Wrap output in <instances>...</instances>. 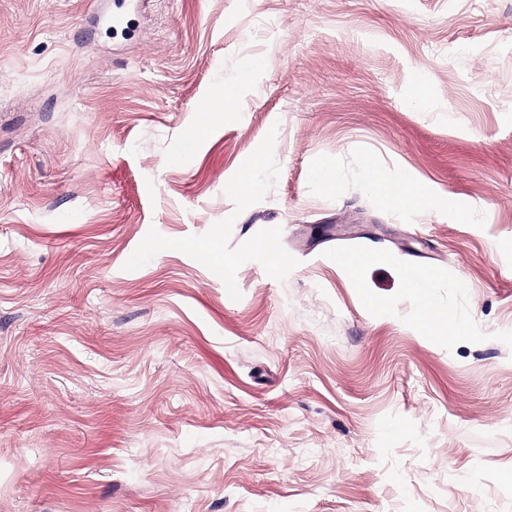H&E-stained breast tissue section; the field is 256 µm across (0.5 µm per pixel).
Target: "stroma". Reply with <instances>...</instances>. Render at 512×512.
Masks as SVG:
<instances>
[{
    "instance_id": "obj_1",
    "label": "stroma",
    "mask_w": 512,
    "mask_h": 512,
    "mask_svg": "<svg viewBox=\"0 0 512 512\" xmlns=\"http://www.w3.org/2000/svg\"><path fill=\"white\" fill-rule=\"evenodd\" d=\"M0 512H512V0H0ZM267 167V158L262 154L251 155L240 165L236 188L245 193H257L261 189L259 174ZM361 177L378 197L400 209L424 211L439 205L420 183L407 177L388 179L370 160L363 165ZM432 279L430 274H411L405 273L403 276L404 287L409 294L415 298L419 306L424 311L427 327L429 329H439L449 331L451 335H457L466 330L462 321L449 323L447 313L434 307L429 299L426 288Z\"/></svg>"
}]
</instances>
